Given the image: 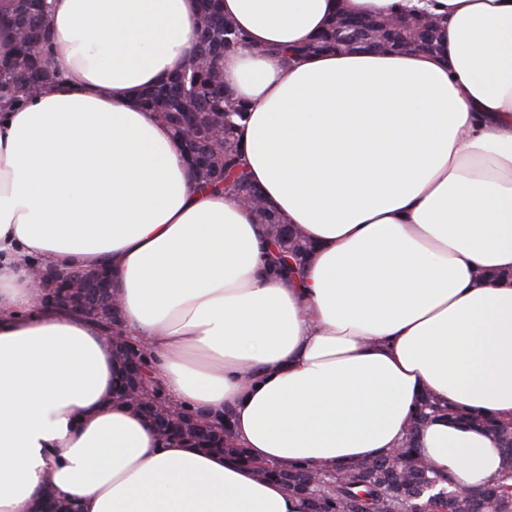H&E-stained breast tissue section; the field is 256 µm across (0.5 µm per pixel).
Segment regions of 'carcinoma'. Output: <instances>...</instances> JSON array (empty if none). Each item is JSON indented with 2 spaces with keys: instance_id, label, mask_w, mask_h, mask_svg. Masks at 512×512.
<instances>
[{
  "instance_id": "carcinoma-1",
  "label": "carcinoma",
  "mask_w": 512,
  "mask_h": 512,
  "mask_svg": "<svg viewBox=\"0 0 512 512\" xmlns=\"http://www.w3.org/2000/svg\"><path fill=\"white\" fill-rule=\"evenodd\" d=\"M359 17L339 13L317 38L295 48L281 51L287 60L328 52L360 49L356 43L336 41V26L351 25ZM423 21L405 32L397 43L392 32L375 18L360 24V36L387 50L410 48L421 38ZM50 0H0V105L8 108L35 98L47 85L60 79L50 62ZM244 34L220 7V0H200V25L193 51L183 69L165 82L144 91L141 104L169 125L184 150L197 178L214 191H238L249 188L257 202L256 215L262 224H283L280 230L285 249L293 252L299 265L310 256V245L300 229L276 212L249 180L244 171V148L237 137L239 123L245 120L246 105L224 85L221 61L224 48L237 47ZM195 128L192 137L187 126ZM132 408L157 424L162 437L187 441L209 450L222 451L232 443L230 431L222 424L191 423L196 411L180 410L176 419L161 409L154 399L135 402ZM444 412L450 419L465 420L496 436L502 445L503 460L499 474L489 483L496 488L477 509L469 499H458L459 512H512V420L487 418L441 404L426 395L418 402L410 429H424L429 418ZM305 466L290 464L262 466L265 477L281 478L284 473L302 472ZM459 491V485L434 469L426 472L405 465L390 453L372 461L352 462L343 467L340 477L309 495L311 512H416V508L439 495L441 490ZM431 503V502H429ZM438 503H431V507Z\"/></svg>"
}]
</instances>
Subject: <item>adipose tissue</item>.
I'll return each mask as SVG.
<instances>
[{"label": "adipose tissue", "instance_id": "1", "mask_svg": "<svg viewBox=\"0 0 512 512\" xmlns=\"http://www.w3.org/2000/svg\"><path fill=\"white\" fill-rule=\"evenodd\" d=\"M407 2L223 0L246 168L314 247L286 280L254 212L200 187L138 102L184 67L198 0H53L63 78L0 113V512L48 488L77 512H309L256 464L385 456L426 394L512 419V0H426L428 51L277 53ZM34 262L107 269L167 401L229 419L250 464L114 399L111 338L43 305ZM418 450L466 486L500 469L442 414Z\"/></svg>", "mask_w": 512, "mask_h": 512}]
</instances>
